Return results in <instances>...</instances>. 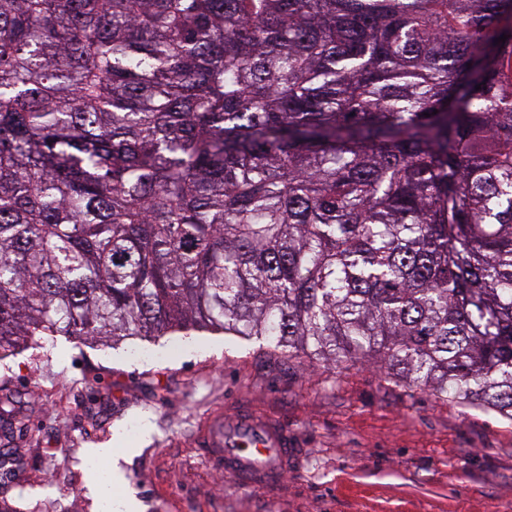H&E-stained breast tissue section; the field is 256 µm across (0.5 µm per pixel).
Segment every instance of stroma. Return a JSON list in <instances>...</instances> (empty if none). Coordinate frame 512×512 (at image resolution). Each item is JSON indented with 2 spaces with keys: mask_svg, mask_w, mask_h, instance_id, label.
<instances>
[{
  "mask_svg": "<svg viewBox=\"0 0 512 512\" xmlns=\"http://www.w3.org/2000/svg\"><path fill=\"white\" fill-rule=\"evenodd\" d=\"M18 412L0 500L19 512H97L86 461L114 448L139 512H512V421L395 383L379 363L288 357L221 334L116 347L57 336L0 362ZM297 445L276 484L240 488L203 451L240 408Z\"/></svg>",
  "mask_w": 512,
  "mask_h": 512,
  "instance_id": "obj_1",
  "label": "stroma"
}]
</instances>
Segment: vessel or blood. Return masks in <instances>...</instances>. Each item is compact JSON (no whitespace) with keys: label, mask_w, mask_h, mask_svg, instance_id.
Listing matches in <instances>:
<instances>
[{"label":"vessel or blood","mask_w":512,"mask_h":512,"mask_svg":"<svg viewBox=\"0 0 512 512\" xmlns=\"http://www.w3.org/2000/svg\"><path fill=\"white\" fill-rule=\"evenodd\" d=\"M294 453L287 430L276 421L259 420L245 411L231 422L212 423L208 430L209 459L222 465L244 488L280 481Z\"/></svg>","instance_id":"obj_1"}]
</instances>
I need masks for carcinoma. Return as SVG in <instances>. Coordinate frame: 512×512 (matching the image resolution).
Masks as SVG:
<instances>
[{
    "label": "carcinoma",
    "mask_w": 512,
    "mask_h": 512,
    "mask_svg": "<svg viewBox=\"0 0 512 512\" xmlns=\"http://www.w3.org/2000/svg\"><path fill=\"white\" fill-rule=\"evenodd\" d=\"M193 332L512 420V0H0V361Z\"/></svg>",
    "instance_id": "obj_1"
}]
</instances>
